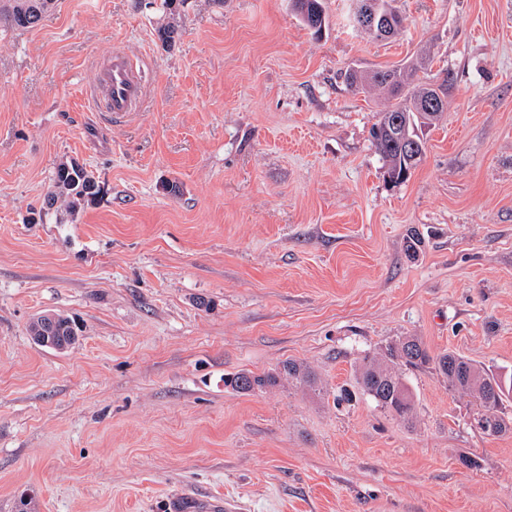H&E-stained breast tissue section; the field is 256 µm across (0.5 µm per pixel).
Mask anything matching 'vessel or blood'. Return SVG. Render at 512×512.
Returning a JSON list of instances; mask_svg holds the SVG:
<instances>
[{
	"instance_id": "obj_1",
	"label": "vessel or blood",
	"mask_w": 512,
	"mask_h": 512,
	"mask_svg": "<svg viewBox=\"0 0 512 512\" xmlns=\"http://www.w3.org/2000/svg\"><path fill=\"white\" fill-rule=\"evenodd\" d=\"M143 70L121 52L100 66L96 76L95 103L100 112H132L138 109L144 93Z\"/></svg>"
}]
</instances>
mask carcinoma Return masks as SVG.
<instances>
[{"mask_svg": "<svg viewBox=\"0 0 512 512\" xmlns=\"http://www.w3.org/2000/svg\"><path fill=\"white\" fill-rule=\"evenodd\" d=\"M51 4L52 0H11L9 21L17 28H33L39 24ZM422 65L423 60L420 59L385 70L354 71L347 76L349 84L356 91L383 96L391 101L379 112V119L373 128V144L388 178L395 183L406 180L424 154V148L420 147L417 150L418 158L408 162L411 155L399 143L404 124L431 127L445 112L443 108L431 111L423 105L424 94L434 93L444 98L448 94V87L445 84L435 87L418 81L416 75ZM99 192L98 183L84 168L62 163L55 172L50 200L62 199L68 208L74 210L81 202L96 198ZM77 340L78 333L72 321L56 316L52 349L65 350L76 344ZM429 366L448 380L451 392L467 397L477 405L479 422L484 420L489 423L497 419L504 400L512 395V381L508 383L455 353L433 356L416 336L402 337L366 355L359 368L358 384L377 406L408 423L414 418V401L406 372ZM284 379L296 387L312 388L317 383L316 375L308 366L289 359L263 374L244 371L226 377L224 385L236 392L251 394L276 387Z\"/></svg>", "mask_w": 512, "mask_h": 512, "instance_id": "carcinoma-1", "label": "carcinoma"}]
</instances>
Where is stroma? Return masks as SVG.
I'll use <instances>...</instances> for the list:
<instances>
[{"instance_id":"stroma-1","label":"stroma","mask_w":512,"mask_h":512,"mask_svg":"<svg viewBox=\"0 0 512 512\" xmlns=\"http://www.w3.org/2000/svg\"><path fill=\"white\" fill-rule=\"evenodd\" d=\"M396 5L384 41L353 0H325L319 37L292 0L0 20V512H512V432L474 427L435 370L409 376L410 425L339 398L403 336L512 372V0ZM114 51L148 74L140 110L89 105ZM420 58L448 110L393 184L384 103L344 75ZM70 161L101 194L46 206ZM46 311L73 348L33 342ZM288 359L319 391L224 386ZM51 315H54V314H51ZM54 316L56 318V321H55V325H54V333H53V336L51 337L52 338V346L42 345V344H47V341H46V336H45V340H44V338H43L44 336L41 335L40 331L42 329H45L46 326H45V324H42L41 322L39 323V320H36V321L34 320L30 324V335H31V337L34 335H37V334L41 335V336H34L35 339L40 344L33 339L37 344H39L41 346L48 347V348L58 350V351L68 349L69 347L76 344V342L78 340V333L76 332L77 328H74L72 321L69 318L63 317L60 315H54Z\"/></svg>"}]
</instances>
